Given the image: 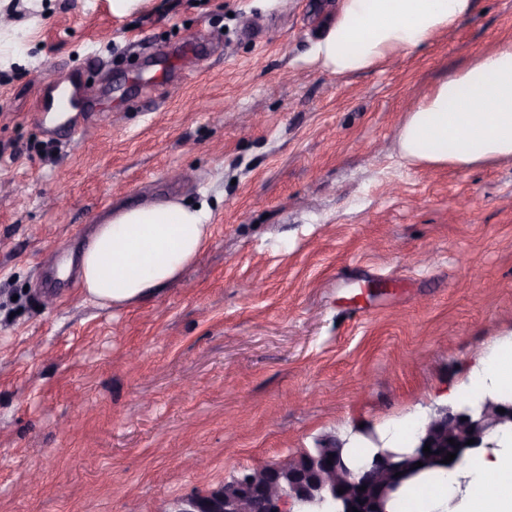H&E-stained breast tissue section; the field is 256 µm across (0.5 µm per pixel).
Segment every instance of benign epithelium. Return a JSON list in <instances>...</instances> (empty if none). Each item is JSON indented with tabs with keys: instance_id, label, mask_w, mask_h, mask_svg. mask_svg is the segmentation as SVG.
<instances>
[{
	"instance_id": "benign-epithelium-1",
	"label": "benign epithelium",
	"mask_w": 512,
	"mask_h": 512,
	"mask_svg": "<svg viewBox=\"0 0 512 512\" xmlns=\"http://www.w3.org/2000/svg\"><path fill=\"white\" fill-rule=\"evenodd\" d=\"M505 409V413L498 409ZM512 427V401L485 397L459 411L441 408L431 415L409 452H378L354 468L343 448H318L307 456H290L272 465L260 464L224 482V486L183 503L179 512H387L391 496L412 477L413 464L438 461L448 448L474 453L488 448L489 434ZM455 440L450 444L449 440ZM473 439L475 443L467 444ZM431 453L425 454V444ZM366 487L361 492L359 488ZM344 493H338V490Z\"/></svg>"
}]
</instances>
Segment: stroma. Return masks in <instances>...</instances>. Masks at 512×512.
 I'll list each match as a JSON object with an SVG mask.
<instances>
[{"instance_id": "35a3bbf8", "label": "stroma", "mask_w": 512, "mask_h": 512, "mask_svg": "<svg viewBox=\"0 0 512 512\" xmlns=\"http://www.w3.org/2000/svg\"><path fill=\"white\" fill-rule=\"evenodd\" d=\"M341 0H0V512H177L258 464L429 414L512 342V157L412 166L512 0L386 66L314 47ZM69 84L75 112L40 126ZM207 205L162 291L87 298L112 205Z\"/></svg>"}]
</instances>
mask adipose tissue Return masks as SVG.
<instances>
[{
    "mask_svg": "<svg viewBox=\"0 0 512 512\" xmlns=\"http://www.w3.org/2000/svg\"><path fill=\"white\" fill-rule=\"evenodd\" d=\"M476 0H343L315 58L336 75L385 66L471 14ZM412 164L461 169L512 157V45L481 54L408 113L399 136ZM209 214L175 200L109 212L82 250L79 276L91 300L122 305L159 293L204 249ZM512 387V344L482 357L469 376ZM478 463L409 484L393 512H512V434L495 432Z\"/></svg>",
    "mask_w": 512,
    "mask_h": 512,
    "instance_id": "obj_1",
    "label": "adipose tissue"
}]
</instances>
